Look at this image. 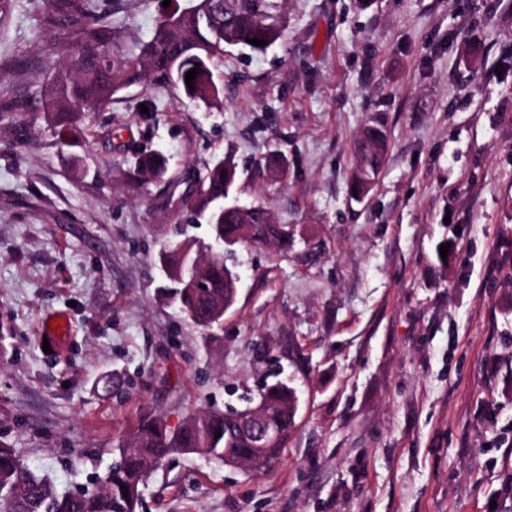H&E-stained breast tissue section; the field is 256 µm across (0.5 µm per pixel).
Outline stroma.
<instances>
[{
	"instance_id": "35a3bbf8",
	"label": "stroma",
	"mask_w": 512,
	"mask_h": 512,
	"mask_svg": "<svg viewBox=\"0 0 512 512\" xmlns=\"http://www.w3.org/2000/svg\"><path fill=\"white\" fill-rule=\"evenodd\" d=\"M162 2L103 6L133 50ZM283 7V41L218 62L219 106L134 86L64 146L28 108L62 64L43 51L44 0H8L0 434L65 493L104 474L143 416L174 430L276 374L299 398L277 462L255 475L171 455L138 512H512V0ZM369 125L390 149L358 203L352 147ZM273 148L287 176L241 200H265L294 249H238L237 301L204 335L158 293L165 201L214 158ZM135 149L160 152L164 177H138ZM55 316L70 332L47 353Z\"/></svg>"
}]
</instances>
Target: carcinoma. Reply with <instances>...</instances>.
Wrapping results in <instances>:
<instances>
[{
    "label": "carcinoma",
    "instance_id": "carcinoma-1",
    "mask_svg": "<svg viewBox=\"0 0 512 512\" xmlns=\"http://www.w3.org/2000/svg\"><path fill=\"white\" fill-rule=\"evenodd\" d=\"M47 26L57 30L46 51L62 50L64 61L45 83L37 105L51 125L63 135L92 120L95 113L112 104L122 91L152 81L174 83L193 100L208 105L219 103V89L212 67L224 56V48L262 52L285 39L288 20L274 0H193L192 10H176L163 16L152 38L138 47V53L124 47L116 38L108 14L97 0H45ZM266 41L255 46L249 40ZM198 68L189 90L185 74ZM370 135L359 136L354 145L355 163L349 187L356 188L358 203L363 202L378 178L387 156V139L378 127ZM134 170L152 179L163 172L159 155L133 153ZM288 169L286 156L272 149L260 157L251 170L256 178L262 172ZM240 179L231 158H216L205 166L186 190L174 201V215L200 219L207 226L211 241L232 242L237 246H272L276 254L292 251L295 237L285 224H279L264 202L251 204L247 212L232 206ZM203 245L190 239H174L158 253L164 276L175 288L171 296L180 311L203 331L219 327L224 315H214L215 304L231 299L234 270L222 257L204 269L202 285L192 283V254ZM260 398L266 401L265 419L280 440L267 448V456L277 460L295 426L296 391L283 382L264 387ZM220 437H215L216 433ZM134 447L119 464L109 467L101 481L104 493L92 490L74 494L57 493L51 483L22 467L15 449L0 442V512H134L138 505L124 491L143 482L147 463H159L176 449L191 454L197 449L224 460L227 448H251V438L239 430L233 412L209 411L184 424L173 433L150 418L141 420L134 435Z\"/></svg>",
    "mask_w": 512,
    "mask_h": 512
}]
</instances>
